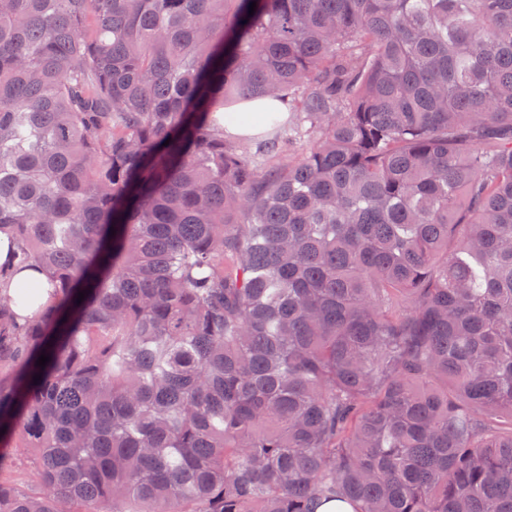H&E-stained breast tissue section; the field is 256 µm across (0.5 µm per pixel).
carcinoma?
I'll return each mask as SVG.
<instances>
[{
    "label": "carcinoma",
    "mask_w": 512,
    "mask_h": 512,
    "mask_svg": "<svg viewBox=\"0 0 512 512\" xmlns=\"http://www.w3.org/2000/svg\"><path fill=\"white\" fill-rule=\"evenodd\" d=\"M0 233V512H512V0H0ZM32 451L29 449L23 454L15 452V460L11 467L4 470V481L21 490L27 489L37 483L33 465L31 464Z\"/></svg>",
    "instance_id": "1"
}]
</instances>
